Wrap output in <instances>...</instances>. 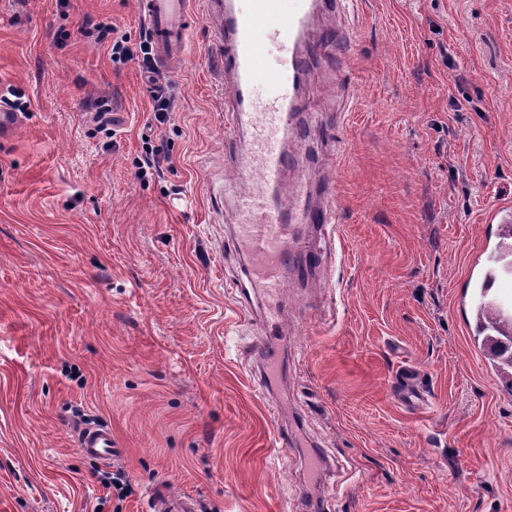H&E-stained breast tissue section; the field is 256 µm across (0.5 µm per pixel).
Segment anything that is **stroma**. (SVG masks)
I'll use <instances>...</instances> for the list:
<instances>
[{
	"mask_svg": "<svg viewBox=\"0 0 512 512\" xmlns=\"http://www.w3.org/2000/svg\"><path fill=\"white\" fill-rule=\"evenodd\" d=\"M96 24L145 38L137 0H0V92L24 105L0 142V512H148L157 486L200 512H512V396L464 302L491 213L512 207V0H358L344 58L314 20L323 62L284 147L291 181L336 173L337 227H296L323 264L288 269L268 371L227 291L246 256L208 194L233 198L243 172L202 0L158 74L161 123ZM405 366L422 409L394 397ZM93 425L120 456L79 455ZM119 468L122 501L101 481Z\"/></svg>",
	"mask_w": 512,
	"mask_h": 512,
	"instance_id": "1",
	"label": "stroma"
}]
</instances>
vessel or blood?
<instances>
[{"label": "vessel or blood", "mask_w": 512, "mask_h": 512, "mask_svg": "<svg viewBox=\"0 0 512 512\" xmlns=\"http://www.w3.org/2000/svg\"><path fill=\"white\" fill-rule=\"evenodd\" d=\"M205 17L212 24L211 56L224 77L227 95L232 101L230 126L239 130L248 126L254 134L247 146L237 139L225 145L224 159L233 165L248 162L258 176L253 189L240 191L224 211L231 224L234 240L242 244L248 259L245 280L234 279L230 291L247 295L248 284L260 285L266 307L248 311L243 320L256 323L259 332L253 341L255 355L273 358L281 342L278 303L284 291L281 276L295 253H302L305 264H322L319 251L306 249L299 236L291 232L283 219L288 204L298 203L302 184L286 185L285 177L292 158L282 146L284 134L297 121V96L309 73L311 57L300 44L315 10L332 15L342 7L341 0H251L249 11L237 10L224 0H203ZM147 26L154 55L162 66L180 58L190 30L191 0H138ZM289 34L279 69L264 73L259 58L264 46L275 36ZM22 116L12 106L0 102V140L10 139L21 124ZM318 202L303 214L305 223L329 227L334 222L336 180L328 176L317 182ZM496 308L512 304V265L502 264L489 280ZM80 455L96 461L119 456L112 431L103 426L85 428L79 435ZM150 512H199L196 498L184 494L156 491Z\"/></svg>", "instance_id": "obj_1"}]
</instances>
